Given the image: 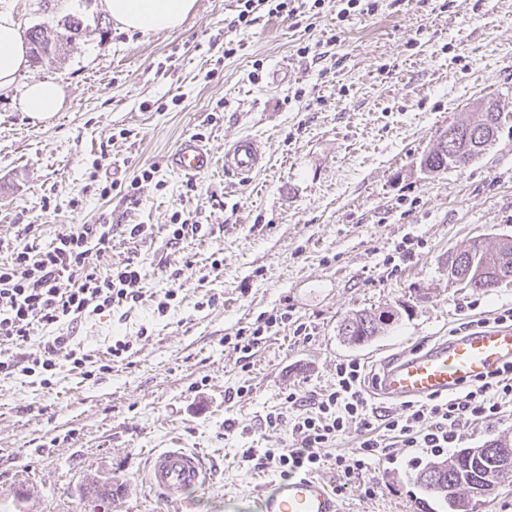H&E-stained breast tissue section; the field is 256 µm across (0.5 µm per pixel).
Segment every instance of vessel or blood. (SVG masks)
<instances>
[{
  "label": "vessel or blood",
  "instance_id": "1",
  "mask_svg": "<svg viewBox=\"0 0 512 512\" xmlns=\"http://www.w3.org/2000/svg\"><path fill=\"white\" fill-rule=\"evenodd\" d=\"M263 159L259 139L243 136L224 148L226 173L248 180ZM214 158L197 139H183L167 158L174 172L195 176L212 167ZM512 363V325H488L471 335L435 342L388 359L373 386L388 400L422 401L448 395L462 385ZM146 487L168 512H185L190 494L209 483L208 458L188 448H163L144 463ZM250 512H342L336 493L320 478L292 475L263 487Z\"/></svg>",
  "mask_w": 512,
  "mask_h": 512
}]
</instances>
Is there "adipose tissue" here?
Instances as JSON below:
<instances>
[{
	"mask_svg": "<svg viewBox=\"0 0 512 512\" xmlns=\"http://www.w3.org/2000/svg\"><path fill=\"white\" fill-rule=\"evenodd\" d=\"M112 20L131 31H173L181 28L195 8V0H105ZM27 65V47L10 14H0V92L9 91ZM64 101L62 87L52 80L28 84L19 107L36 118L58 112Z\"/></svg>",
	"mask_w": 512,
	"mask_h": 512,
	"instance_id": "ef3b65f1",
	"label": "adipose tissue"
}]
</instances>
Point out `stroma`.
<instances>
[{"label":"stroma","mask_w":512,"mask_h":512,"mask_svg":"<svg viewBox=\"0 0 512 512\" xmlns=\"http://www.w3.org/2000/svg\"><path fill=\"white\" fill-rule=\"evenodd\" d=\"M236 6L196 0L182 28L143 32L120 29L105 0H0L23 32L57 33L68 14L84 23L57 61L28 65L0 94V246L40 249L79 225L111 224L112 251L97 263L133 260L145 292L136 307L70 331L100 353L129 341L130 357L110 371L64 369L48 388L0 374V512H166L141 477L161 448L212 459L195 512H240L280 475L242 453L285 444L265 416L289 390L329 388L350 359L373 372L512 307V284L475 292L448 277L449 254L473 238L512 237V0H379L375 15L345 22L329 7L308 29L284 15L235 28ZM319 41L325 56L296 55ZM280 65L288 76L276 84ZM45 79L62 85L64 104L37 119L18 99ZM490 99L504 110L489 149L465 167L424 171L438 134ZM244 135L265 152L246 182L224 170L225 144ZM186 136L214 157L192 178L166 164ZM149 166L154 183L129 196L126 183ZM109 181L118 187L101 197ZM177 211L203 230L174 246L165 226ZM125 224L154 234L129 240ZM411 238L423 248L391 269ZM170 289L171 308L158 314L154 299ZM283 307L309 338L284 325L243 359L229 337ZM360 310L392 318L355 347L338 328ZM429 459L397 446L347 486L333 462L316 474L337 488L343 512H421L411 475ZM105 479L124 491L109 508L83 494Z\"/></svg>","instance_id":"obj_1"}]
</instances>
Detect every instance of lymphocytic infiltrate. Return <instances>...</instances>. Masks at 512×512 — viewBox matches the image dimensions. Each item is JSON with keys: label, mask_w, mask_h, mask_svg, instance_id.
Wrapping results in <instances>:
<instances>
[{"label": "lymphocytic infiltrate", "mask_w": 512, "mask_h": 512, "mask_svg": "<svg viewBox=\"0 0 512 512\" xmlns=\"http://www.w3.org/2000/svg\"><path fill=\"white\" fill-rule=\"evenodd\" d=\"M326 2L237 0L236 23L251 26L264 11L300 24L308 14L322 11ZM111 250V225L83 224L46 248H13L0 262V374L19 373L48 388L62 365L80 371L94 365V354L72 345L70 337L49 336L45 330L142 301L143 275L137 265L125 260L102 269L94 262V255ZM363 372L360 362H340L329 389L289 392L283 406L265 417L269 429H287L288 446L259 457L248 450L246 460L262 467L276 465L285 477L305 474L320 468L327 449L352 429L360 438L358 446L335 457L336 472L347 484L362 477L370 461L382 459L392 440L440 455L454 447L466 428L501 414L512 403L509 365L447 400L407 402L400 413L382 415L369 402Z\"/></svg>", "instance_id": "f902f5d3"}]
</instances>
